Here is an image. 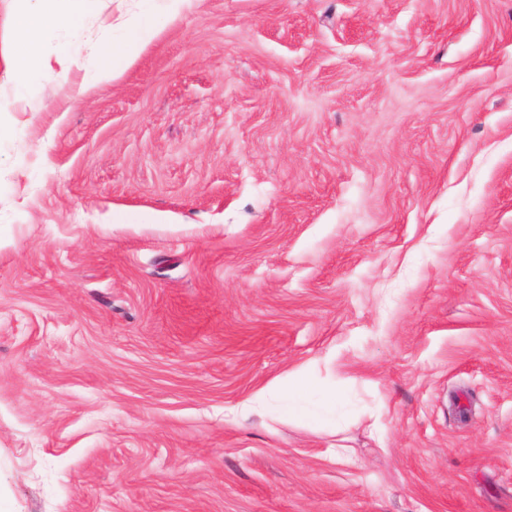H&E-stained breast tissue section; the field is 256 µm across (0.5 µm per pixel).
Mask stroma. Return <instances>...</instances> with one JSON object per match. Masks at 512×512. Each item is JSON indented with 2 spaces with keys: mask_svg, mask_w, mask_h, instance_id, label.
<instances>
[{
  "mask_svg": "<svg viewBox=\"0 0 512 512\" xmlns=\"http://www.w3.org/2000/svg\"><path fill=\"white\" fill-rule=\"evenodd\" d=\"M136 8L0 69V506L512 512V0H193L86 85ZM7 73L24 82L50 62L49 56L26 53L4 55L2 58Z\"/></svg>",
  "mask_w": 512,
  "mask_h": 512,
  "instance_id": "35a3bbf8",
  "label": "stroma"
}]
</instances>
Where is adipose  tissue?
<instances>
[{
  "label": "adipose tissue",
  "mask_w": 512,
  "mask_h": 512,
  "mask_svg": "<svg viewBox=\"0 0 512 512\" xmlns=\"http://www.w3.org/2000/svg\"><path fill=\"white\" fill-rule=\"evenodd\" d=\"M66 2V11L60 13L51 0H20L19 7L10 14L7 24L17 36L33 44L46 28L52 26L63 25L72 31H80L83 18L96 9L99 0ZM184 2L168 0L167 8L161 11L156 8L155 0H144L143 9L123 18L118 24L123 37L119 43L100 51L91 82L113 80L122 75L163 27L177 21Z\"/></svg>",
  "instance_id": "1"
}]
</instances>
